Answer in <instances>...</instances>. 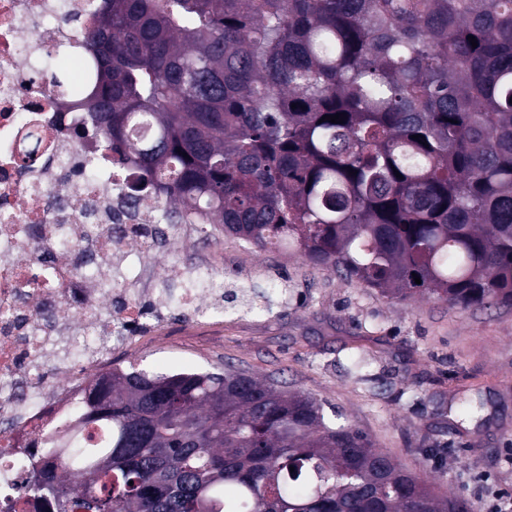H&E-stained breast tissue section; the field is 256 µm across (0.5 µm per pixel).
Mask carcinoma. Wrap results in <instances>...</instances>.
<instances>
[{"label":"carcinoma","mask_w":512,"mask_h":512,"mask_svg":"<svg viewBox=\"0 0 512 512\" xmlns=\"http://www.w3.org/2000/svg\"><path fill=\"white\" fill-rule=\"evenodd\" d=\"M103 3L77 23L85 108L139 173L131 191L154 182L168 217L386 297L512 308V0ZM100 424L107 446L39 458L26 496L46 512H468L322 401L246 372L113 367L75 420Z\"/></svg>","instance_id":"1"}]
</instances>
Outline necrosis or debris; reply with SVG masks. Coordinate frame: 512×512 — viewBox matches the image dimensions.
Listing matches in <instances>:
<instances>
[{
  "instance_id": "1",
  "label": "necrosis or debris",
  "mask_w": 512,
  "mask_h": 512,
  "mask_svg": "<svg viewBox=\"0 0 512 512\" xmlns=\"http://www.w3.org/2000/svg\"><path fill=\"white\" fill-rule=\"evenodd\" d=\"M60 0H0V504L16 498L55 426L142 309L139 270L161 242L154 183L116 167L76 94L46 58H82ZM181 307L221 310L224 283L202 262L166 268Z\"/></svg>"
}]
</instances>
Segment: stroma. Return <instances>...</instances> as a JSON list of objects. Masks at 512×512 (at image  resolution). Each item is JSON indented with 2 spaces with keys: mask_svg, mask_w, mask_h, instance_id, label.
Here are the masks:
<instances>
[{
  "mask_svg": "<svg viewBox=\"0 0 512 512\" xmlns=\"http://www.w3.org/2000/svg\"><path fill=\"white\" fill-rule=\"evenodd\" d=\"M210 225L177 240L145 270L141 296L163 292L130 345L111 361L155 373L244 369L338 410L374 447L475 512L485 487L512 494V308L461 311L427 298L390 300L295 255L253 252ZM225 282L263 292L284 284L267 311L204 322L177 307L183 287L166 265L201 254ZM480 404L459 420V397Z\"/></svg>",
  "mask_w": 512,
  "mask_h": 512,
  "instance_id": "35a3bbf8",
  "label": "stroma"
}]
</instances>
